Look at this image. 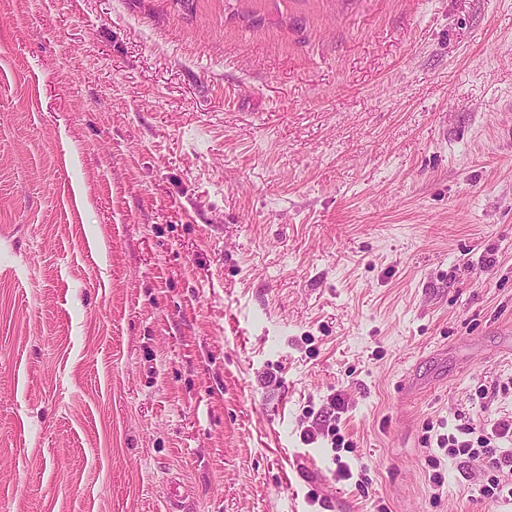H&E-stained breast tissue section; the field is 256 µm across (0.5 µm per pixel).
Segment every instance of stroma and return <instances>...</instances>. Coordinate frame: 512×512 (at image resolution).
<instances>
[{"mask_svg":"<svg viewBox=\"0 0 512 512\" xmlns=\"http://www.w3.org/2000/svg\"><path fill=\"white\" fill-rule=\"evenodd\" d=\"M510 417L512 0H0V512H512ZM504 441L512 443V419L495 422L490 431L483 429L477 437V447L471 439L459 440L454 434L440 439L439 448L451 458H473L483 456L490 477L481 485V495L491 503L511 502L512 498V448H502ZM507 475V479L505 478ZM510 476V482L508 479Z\"/></svg>","mask_w":512,"mask_h":512,"instance_id":"obj_1","label":"stroma"}]
</instances>
